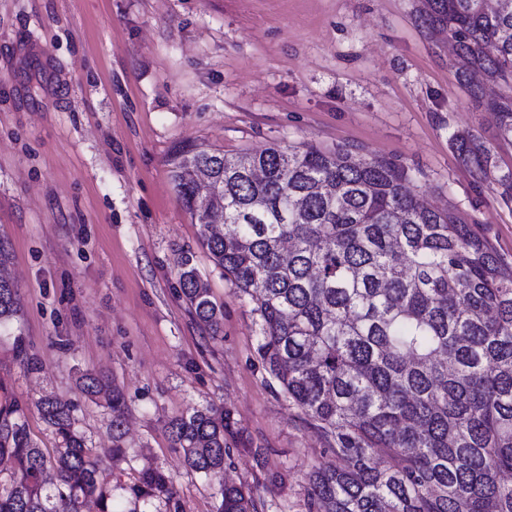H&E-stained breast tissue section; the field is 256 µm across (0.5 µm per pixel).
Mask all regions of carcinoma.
Here are the masks:
<instances>
[{
	"mask_svg": "<svg viewBox=\"0 0 512 512\" xmlns=\"http://www.w3.org/2000/svg\"><path fill=\"white\" fill-rule=\"evenodd\" d=\"M422 25L448 30L460 71L512 89V0H427ZM501 139H512V95L485 104ZM459 161L483 181L498 168L472 135L452 138ZM178 200L201 226L200 245L262 320L258 354L329 441L308 476L313 512H512V261L476 224L407 192L411 171L358 146L275 145L228 156L181 146L168 157ZM258 166L253 179L246 167ZM178 285L213 330L224 317L190 251ZM19 311L0 278V326ZM91 396L108 392L112 447L125 402L103 379L81 375ZM60 448L48 456L25 409L0 404V512H81L108 493L100 456L85 447L69 406L37 401ZM187 466L212 476L224 466L227 413L213 408L169 423ZM56 471L54 487L42 483ZM137 498L169 493L168 478L143 473ZM220 512H255L251 490L226 485Z\"/></svg>",
	"mask_w": 512,
	"mask_h": 512,
	"instance_id": "carcinoma-1",
	"label": "carcinoma"
}]
</instances>
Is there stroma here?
I'll use <instances>...</instances> for the list:
<instances>
[{"label":"stroma","mask_w":512,"mask_h":512,"mask_svg":"<svg viewBox=\"0 0 512 512\" xmlns=\"http://www.w3.org/2000/svg\"><path fill=\"white\" fill-rule=\"evenodd\" d=\"M425 0H0V242L19 311L0 327V402L32 439L59 440L36 406L72 412L87 447L112 445V411L78 385L90 372L125 397L123 457L103 462L112 512H217L220 483L257 512H312L308 474L327 440L262 363L261 318L201 248L167 159L180 144L258 152L313 142L409 167L412 195L483 225L512 260V201L474 185L451 146L477 136L512 168V144L456 73ZM192 251L217 330L177 283ZM22 338L37 361L15 359ZM230 412L222 478L186 468L168 423ZM149 469L170 493L135 497Z\"/></svg>","instance_id":"obj_1"}]
</instances>
